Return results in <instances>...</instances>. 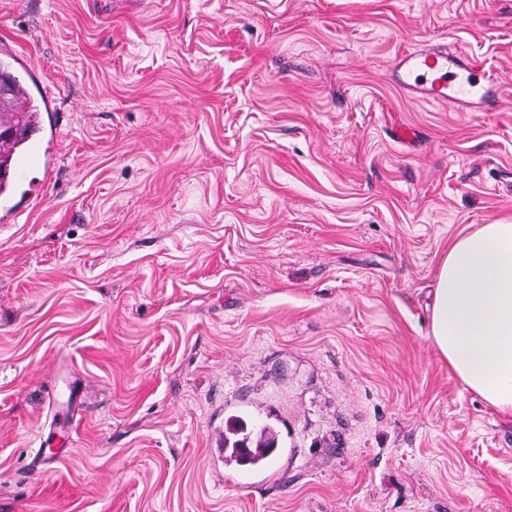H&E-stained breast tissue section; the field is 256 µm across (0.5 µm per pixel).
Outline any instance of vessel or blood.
<instances>
[{"label": "vessel or blood", "mask_w": 512, "mask_h": 512, "mask_svg": "<svg viewBox=\"0 0 512 512\" xmlns=\"http://www.w3.org/2000/svg\"><path fill=\"white\" fill-rule=\"evenodd\" d=\"M393 71L397 84L420 99L447 103L463 112L498 94L483 61L474 56H452L440 48L402 53Z\"/></svg>", "instance_id": "obj_1"}]
</instances>
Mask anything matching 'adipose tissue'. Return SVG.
<instances>
[{
    "label": "adipose tissue",
    "mask_w": 512,
    "mask_h": 512,
    "mask_svg": "<svg viewBox=\"0 0 512 512\" xmlns=\"http://www.w3.org/2000/svg\"><path fill=\"white\" fill-rule=\"evenodd\" d=\"M430 335L466 390L512 415V220L480 225L441 257Z\"/></svg>",
    "instance_id": "1"
}]
</instances>
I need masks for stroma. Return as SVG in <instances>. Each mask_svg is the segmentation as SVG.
Instances as JSON below:
<instances>
[{"label":"stroma","instance_id":"obj_1","mask_svg":"<svg viewBox=\"0 0 512 512\" xmlns=\"http://www.w3.org/2000/svg\"><path fill=\"white\" fill-rule=\"evenodd\" d=\"M1 43L48 115L0 199V512H512V416L430 337L512 219V0H0ZM434 46L499 99L400 89ZM246 432V422L241 418L234 419L232 433L236 435L242 434V438L236 439L231 443V457L235 458V461L241 465H258L265 461L270 456V453L275 450V438L271 432L264 428L260 432V438L256 442L255 449L248 450L247 448L252 447L249 445L251 443L250 433Z\"/></svg>","mask_w":512,"mask_h":512}]
</instances>
